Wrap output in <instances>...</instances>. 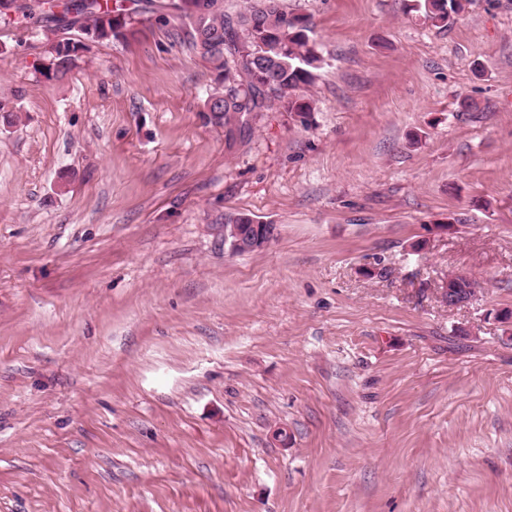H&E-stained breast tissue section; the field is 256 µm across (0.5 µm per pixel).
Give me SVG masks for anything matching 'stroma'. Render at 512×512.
Instances as JSON below:
<instances>
[{"label": "stroma", "instance_id": "stroma-1", "mask_svg": "<svg viewBox=\"0 0 512 512\" xmlns=\"http://www.w3.org/2000/svg\"><path fill=\"white\" fill-rule=\"evenodd\" d=\"M286 3L314 110L227 126L179 18L0 21V512H512V0ZM411 8L438 28H446L456 16L465 12L470 0H411ZM84 46L81 39L65 38L53 42L49 47V53L52 56L54 74L66 73L74 64L78 50ZM251 218L247 214L229 215L224 218V223L226 224L224 228V241L230 242L231 252L241 247L260 250L270 243L273 233H270V228L266 225L275 229L273 225L253 224ZM244 224L251 225L253 228V232L248 237L242 232L240 226Z\"/></svg>", "mask_w": 512, "mask_h": 512}]
</instances>
